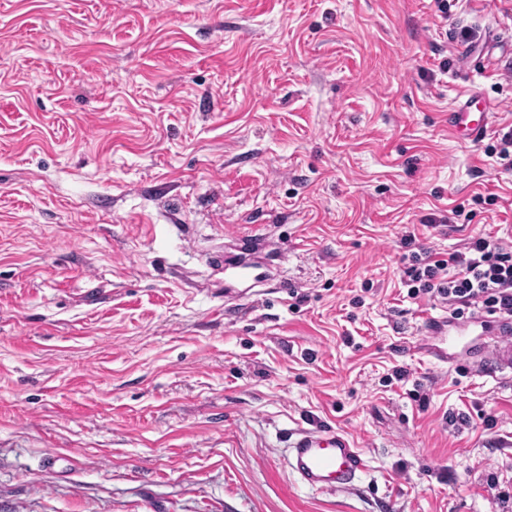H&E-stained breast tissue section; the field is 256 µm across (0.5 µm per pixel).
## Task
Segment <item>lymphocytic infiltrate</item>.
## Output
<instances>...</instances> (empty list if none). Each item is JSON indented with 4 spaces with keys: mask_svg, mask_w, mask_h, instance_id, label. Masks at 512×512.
Instances as JSON below:
<instances>
[{
    "mask_svg": "<svg viewBox=\"0 0 512 512\" xmlns=\"http://www.w3.org/2000/svg\"><path fill=\"white\" fill-rule=\"evenodd\" d=\"M405 273L410 298L443 299L451 318L481 310L512 319V251L492 237L473 236L464 248L437 260L412 253Z\"/></svg>",
    "mask_w": 512,
    "mask_h": 512,
    "instance_id": "lymphocytic-infiltrate-1",
    "label": "lymphocytic infiltrate"
}]
</instances>
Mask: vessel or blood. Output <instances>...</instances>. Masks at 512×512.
<instances>
[{
	"instance_id": "b4317fda",
	"label": "vessel or blood",
	"mask_w": 512,
	"mask_h": 512,
	"mask_svg": "<svg viewBox=\"0 0 512 512\" xmlns=\"http://www.w3.org/2000/svg\"><path fill=\"white\" fill-rule=\"evenodd\" d=\"M494 116L493 106L470 96L448 114V127L465 139H481ZM441 336L433 353L444 363L455 361V350L464 341L463 331L446 336L441 326L431 328ZM477 371L496 369L512 371V320L499 319L481 352L476 355ZM288 465L304 485L316 490H345L353 487L368 468V458L348 435L333 429L298 430L288 450Z\"/></svg>"
}]
</instances>
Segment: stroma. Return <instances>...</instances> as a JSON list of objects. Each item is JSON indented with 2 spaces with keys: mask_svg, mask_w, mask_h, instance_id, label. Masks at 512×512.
Wrapping results in <instances>:
<instances>
[{
  "mask_svg": "<svg viewBox=\"0 0 512 512\" xmlns=\"http://www.w3.org/2000/svg\"><path fill=\"white\" fill-rule=\"evenodd\" d=\"M447 2L0 0V512H512V374L404 283L512 247V0ZM478 104L479 117L474 118L473 107ZM493 105L482 101L477 95H471L463 104L457 106L453 111L448 112V129L459 132L465 139L476 141L486 133L487 127L492 122L495 114ZM430 331L434 333L436 336H444L441 338L442 346H435L434 348H431V353L439 357L444 363L453 364L456 358L455 349L458 347V345L463 343V336H469L467 332L463 329H460L456 330L454 334H451L449 331H445L441 326L434 324L430 326ZM447 335L448 337H445ZM368 458L348 435L333 429H300L288 448V465L304 485L316 490L353 487L368 469Z\"/></svg>",
  "mask_w": 512,
  "mask_h": 512,
  "instance_id": "35a3bbf8",
  "label": "stroma"
}]
</instances>
